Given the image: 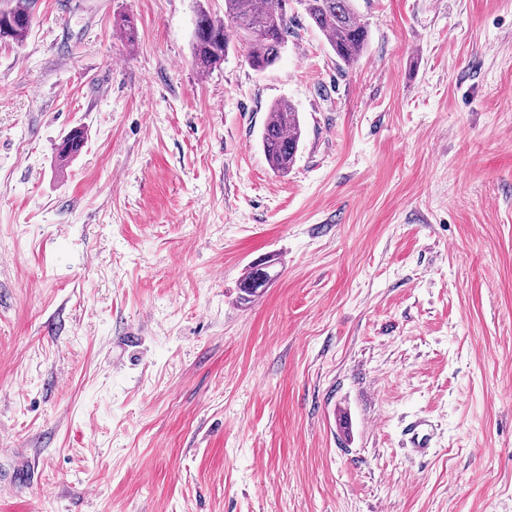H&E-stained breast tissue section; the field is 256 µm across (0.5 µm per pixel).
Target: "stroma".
I'll list each match as a JSON object with an SVG mask.
<instances>
[{
    "label": "stroma",
    "mask_w": 512,
    "mask_h": 512,
    "mask_svg": "<svg viewBox=\"0 0 512 512\" xmlns=\"http://www.w3.org/2000/svg\"><path fill=\"white\" fill-rule=\"evenodd\" d=\"M355 4L347 70L296 0L262 72L194 66L224 0L0 42V512H512V0ZM302 142L299 112L289 102L271 105L260 136V144L270 167L286 173L293 166ZM84 141L85 133L83 128L75 127L71 129L63 137L57 148L61 162H67L69 159L79 154L83 148ZM274 259L267 260L258 266L249 270L245 278L242 280L240 288V299L246 303L251 302V299L259 296L263 288H266L272 281H274L279 272L271 273L270 269L274 266Z\"/></svg>",
    "instance_id": "stroma-1"
}]
</instances>
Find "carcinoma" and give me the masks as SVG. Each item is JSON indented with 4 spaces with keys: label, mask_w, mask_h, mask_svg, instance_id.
<instances>
[{
    "label": "carcinoma",
    "mask_w": 512,
    "mask_h": 512,
    "mask_svg": "<svg viewBox=\"0 0 512 512\" xmlns=\"http://www.w3.org/2000/svg\"><path fill=\"white\" fill-rule=\"evenodd\" d=\"M306 18L325 33L339 64L351 67L362 56L368 30L355 8L354 0H302ZM32 26L28 0H16L0 9V35L5 41L22 43ZM291 19L288 0H224V19L201 10L197 15L192 59L196 69L208 73L224 62L232 45L244 48L248 66L263 71L276 63L288 41ZM84 129L75 127L62 139L58 156L66 162L83 148ZM302 142L299 112L287 102L271 105L260 136V144L270 167L286 173L293 166ZM267 260L249 270L242 280L240 299L249 303L274 281Z\"/></svg>",
    "instance_id": "obj_1"
}]
</instances>
